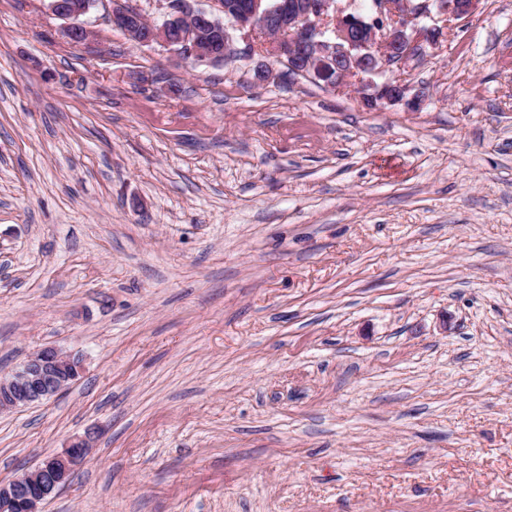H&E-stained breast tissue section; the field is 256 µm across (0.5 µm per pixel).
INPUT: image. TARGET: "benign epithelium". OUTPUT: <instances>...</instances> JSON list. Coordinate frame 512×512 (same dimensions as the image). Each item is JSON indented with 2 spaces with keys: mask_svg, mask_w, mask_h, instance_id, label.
<instances>
[{
  "mask_svg": "<svg viewBox=\"0 0 512 512\" xmlns=\"http://www.w3.org/2000/svg\"><path fill=\"white\" fill-rule=\"evenodd\" d=\"M53 15L72 21L65 37L88 39L75 20L99 0H44ZM112 25L138 45L161 44L186 61L222 64L236 54L256 51L254 35L265 38L266 54L288 65V73L311 78L328 88L348 86L371 110L386 103L418 110L424 98L410 94L403 78L390 76L438 46L448 22L471 15L480 0H373L375 14L364 17L347 0H211L213 9L197 8L195 0H161L165 18L149 20L130 0H108ZM221 12L219 20L215 12ZM240 32L237 46L226 24ZM83 369L81 356L57 347L30 355L10 376L0 378V412L40 403L65 392ZM90 435L74 437L62 451L43 457L37 466L0 484V512H41V505L68 484L83 463Z\"/></svg>",
  "mask_w": 512,
  "mask_h": 512,
  "instance_id": "1",
  "label": "benign epithelium"
}]
</instances>
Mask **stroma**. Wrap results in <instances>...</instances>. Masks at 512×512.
<instances>
[{"label":"stroma","mask_w":512,"mask_h":512,"mask_svg":"<svg viewBox=\"0 0 512 512\" xmlns=\"http://www.w3.org/2000/svg\"><path fill=\"white\" fill-rule=\"evenodd\" d=\"M66 41L0 0V483L93 433L42 512H512V0L400 74L421 109ZM83 369L80 355L45 347L9 377L0 378V412L40 403L65 392Z\"/></svg>","instance_id":"1"}]
</instances>
